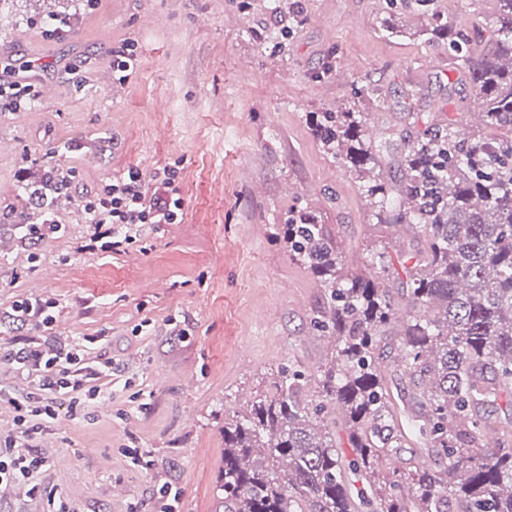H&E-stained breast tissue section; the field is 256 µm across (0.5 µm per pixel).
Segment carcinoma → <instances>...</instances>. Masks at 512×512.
<instances>
[{"label": "carcinoma", "mask_w": 512, "mask_h": 512, "mask_svg": "<svg viewBox=\"0 0 512 512\" xmlns=\"http://www.w3.org/2000/svg\"><path fill=\"white\" fill-rule=\"evenodd\" d=\"M281 28L246 31L259 47H283L305 20L301 0H269ZM444 0H411L412 26L382 20L391 38L448 46L469 79L487 132L460 136L432 124L407 139L400 188L385 181L382 145L365 136L356 105L312 112L323 154L359 183L369 217L424 238L405 268L402 315L389 288L387 247L372 249L351 274L319 216L305 211L273 229L288 257L323 290L312 327L332 350L315 371H277L239 410H224L220 512H512V0H497L486 51ZM60 168L22 179L20 195L41 214L4 213L22 247L64 231L56 211L70 199ZM395 333L397 368L416 410L401 412L388 392L380 337ZM496 427L495 446L483 443ZM411 437L425 441L437 468L376 470Z\"/></svg>", "instance_id": "obj_1"}]
</instances>
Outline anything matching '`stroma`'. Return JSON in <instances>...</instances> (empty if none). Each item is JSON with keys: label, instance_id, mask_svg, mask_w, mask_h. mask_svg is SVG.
I'll use <instances>...</instances> for the list:
<instances>
[{"label": "stroma", "instance_id": "1", "mask_svg": "<svg viewBox=\"0 0 512 512\" xmlns=\"http://www.w3.org/2000/svg\"><path fill=\"white\" fill-rule=\"evenodd\" d=\"M281 51L245 37L272 20L264 0H10L0 49L30 67V102L0 108V210H28L19 174L37 163L71 175L63 234L23 249L0 242V313L34 298L56 321L0 323V350L42 349L99 337L112 360V399L41 422L40 481L69 512H214L224 458V411L262 391L270 374L313 371L331 341L311 327L323 305L314 276L271 237L293 212L322 214L349 272L371 247L415 248L393 224H369L358 184L330 162L305 122L365 83L386 105L371 112L390 143L383 173L399 183L401 138L432 123L480 130L473 90L444 45L387 38L378 17L400 0H307ZM68 9L46 26L40 14ZM134 45L128 76L112 53ZM101 149H92V142ZM178 172L177 224L140 226L112 253L89 250L85 205L128 168ZM141 452L131 462L128 449Z\"/></svg>", "mask_w": 512, "mask_h": 512}]
</instances>
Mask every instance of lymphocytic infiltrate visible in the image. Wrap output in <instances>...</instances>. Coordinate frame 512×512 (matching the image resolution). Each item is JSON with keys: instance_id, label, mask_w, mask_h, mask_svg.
Here are the masks:
<instances>
[{"instance_id": "obj_1", "label": "lymphocytic infiltrate", "mask_w": 512, "mask_h": 512, "mask_svg": "<svg viewBox=\"0 0 512 512\" xmlns=\"http://www.w3.org/2000/svg\"><path fill=\"white\" fill-rule=\"evenodd\" d=\"M174 173L156 174L152 188H145L138 170L127 169L108 184L98 202L86 205L90 221L99 228L94 240L100 251L109 252L131 243L132 232L141 224L178 223L182 200L172 188ZM9 361L20 374L35 377L33 390L14 400L17 412L15 436L0 443V491L17 483H26L31 493L42 491L34 478L46 465L33 442L36 429L31 418H56L61 407L77 406L109 399L112 381L111 361L96 359L92 346L63 347L45 353L37 347L21 349Z\"/></svg>"}]
</instances>
